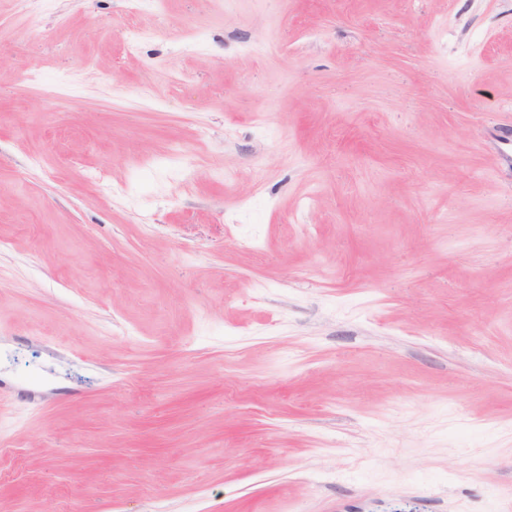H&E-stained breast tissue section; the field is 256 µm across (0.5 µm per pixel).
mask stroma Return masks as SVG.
<instances>
[{"label":"stroma","instance_id":"35a3bbf8","mask_svg":"<svg viewBox=\"0 0 512 512\" xmlns=\"http://www.w3.org/2000/svg\"><path fill=\"white\" fill-rule=\"evenodd\" d=\"M0 512H512V0H0Z\"/></svg>","mask_w":512,"mask_h":512}]
</instances>
